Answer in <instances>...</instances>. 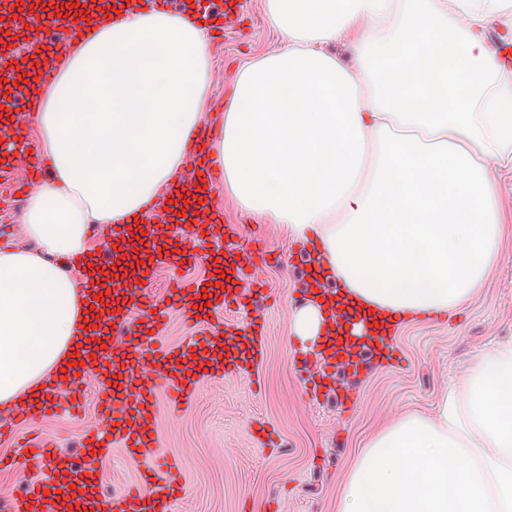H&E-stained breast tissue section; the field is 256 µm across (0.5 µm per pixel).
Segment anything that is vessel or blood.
<instances>
[{"label":"vessel or blood","mask_w":512,"mask_h":512,"mask_svg":"<svg viewBox=\"0 0 512 512\" xmlns=\"http://www.w3.org/2000/svg\"><path fill=\"white\" fill-rule=\"evenodd\" d=\"M241 8L240 0H221L220 7L210 15L212 28L235 27ZM37 41L48 60L41 72L47 78L53 73V61L69 50L71 41L58 39L46 30L40 31ZM31 101L30 93L23 91L14 94L9 103L10 110L21 115L14 127V146L22 152L28 146L26 119L31 112ZM192 158V172L176 175L165 190L168 199L186 201V217L192 228L191 236L180 238L176 252L169 255L173 288L167 289L166 299L161 303L147 291L158 266L159 251L154 248L150 251L151 261L135 265L133 279L123 284L113 283L107 296H100L95 288L85 289L87 302L95 303L97 310L103 312L106 326L92 330L90 345L80 354V375L70 378L66 394L53 389L46 400V408L51 412L63 406L82 409L84 395L79 380L95 378L100 415L110 422L112 438L107 441L94 434L89 445L103 458L114 447L134 457L159 447L160 398H167L176 406L189 403L198 382L221 379L244 371L247 366H258L264 356L266 338L262 329L230 322L220 327L212 323L213 318L244 296L245 291L239 286L244 266L254 258H265L264 248L242 255L225 248L219 258L229 278L224 287L212 288L207 279L189 280L183 275L198 259L196 246L234 233L233 225L207 226L198 219L201 207L210 206L223 180V170L207 152L193 153ZM10 165V154L0 151V197L9 200L27 197L30 189L44 182L49 173L44 159L36 154H28L24 179H15L9 171ZM202 293L209 304L195 320L199 334L173 347L163 345L157 330L168 309L191 307ZM140 302L147 304L150 312L146 320H132L130 308ZM385 341L384 329L377 326L374 315L347 298H337L336 333L327 339L331 357L344 355L361 363L374 356L377 344ZM0 440L32 450L34 457L40 458L49 470L45 479L30 486L26 495L9 500L0 512H168L170 502L185 491L180 464L173 458L146 465L136 484L108 497L98 484L89 482L86 467L75 465L57 452L46 438L27 436L19 432L16 423L1 422Z\"/></svg>","instance_id":"vessel-or-blood-1"}]
</instances>
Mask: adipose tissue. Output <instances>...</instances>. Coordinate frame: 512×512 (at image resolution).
<instances>
[{"instance_id":"obj_1","label":"adipose tissue","mask_w":512,"mask_h":512,"mask_svg":"<svg viewBox=\"0 0 512 512\" xmlns=\"http://www.w3.org/2000/svg\"><path fill=\"white\" fill-rule=\"evenodd\" d=\"M279 48L242 66L214 154L246 216L312 242L339 288L393 322L467 303L500 259L498 174L512 169V77L488 32L512 0H263ZM51 83L17 73L52 175L0 250V412L40 415L82 342L79 276L96 224L153 209L206 121L208 30L89 0ZM340 45L348 57L331 53ZM87 261L85 273L70 261ZM319 345L326 307L291 321ZM337 512H512V339L470 362L432 412L393 418L348 473Z\"/></svg>"}]
</instances>
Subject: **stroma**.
Masks as SVG:
<instances>
[{
    "instance_id": "obj_1",
    "label": "stroma",
    "mask_w": 512,
    "mask_h": 512,
    "mask_svg": "<svg viewBox=\"0 0 512 512\" xmlns=\"http://www.w3.org/2000/svg\"><path fill=\"white\" fill-rule=\"evenodd\" d=\"M244 19L209 43L212 88L205 110H224L238 67L278 48L263 0H244ZM219 207L236 225L237 248L261 237L266 263L248 267L247 280L262 293L224 311L225 320H264L268 347L262 364L221 380L202 382L187 405H164L159 417L160 452L176 457L186 494L173 512H336L342 483L366 442L388 420L416 410L430 412L478 354L512 338V230L501 243V263L483 288L453 314L401 324L394 346L401 362L371 361L359 373L339 368L332 382L310 391L300 366L322 372V358L304 353L291 339L293 312L305 303L306 256L301 242L275 225L247 223L227 196ZM83 414L64 412L27 422L55 440L60 453L83 461L79 439L108 432L97 414L98 386L81 384ZM141 460L112 450L99 464L105 494L135 482Z\"/></svg>"
}]
</instances>
